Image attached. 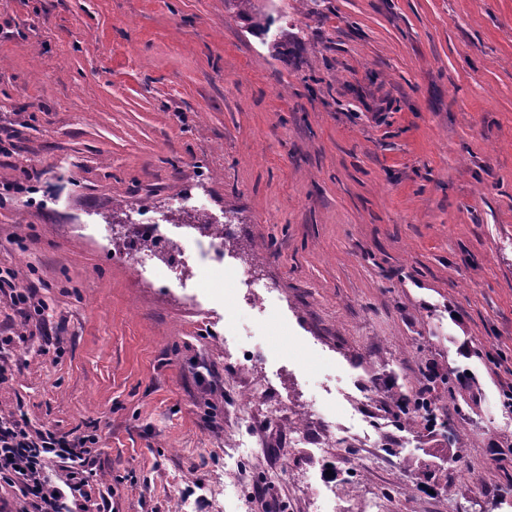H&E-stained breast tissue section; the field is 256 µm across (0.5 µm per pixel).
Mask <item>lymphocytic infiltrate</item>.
Wrapping results in <instances>:
<instances>
[{"mask_svg": "<svg viewBox=\"0 0 512 512\" xmlns=\"http://www.w3.org/2000/svg\"><path fill=\"white\" fill-rule=\"evenodd\" d=\"M98 438H72L35 427L25 414L0 415V484L7 485L24 503L22 512H75L93 475ZM57 463L64 475L55 482L48 463Z\"/></svg>", "mask_w": 512, "mask_h": 512, "instance_id": "lymphocytic-infiltrate-1", "label": "lymphocytic infiltrate"}]
</instances>
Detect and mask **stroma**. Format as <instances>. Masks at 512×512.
I'll return each instance as SVG.
<instances>
[{"instance_id":"1","label":"stroma","mask_w":512,"mask_h":512,"mask_svg":"<svg viewBox=\"0 0 512 512\" xmlns=\"http://www.w3.org/2000/svg\"><path fill=\"white\" fill-rule=\"evenodd\" d=\"M252 3L297 41L227 0H0V267L50 319L19 341L0 294V414L99 436L88 512H512V0ZM196 186L223 262L123 260ZM391 389L467 423L453 456Z\"/></svg>"}]
</instances>
